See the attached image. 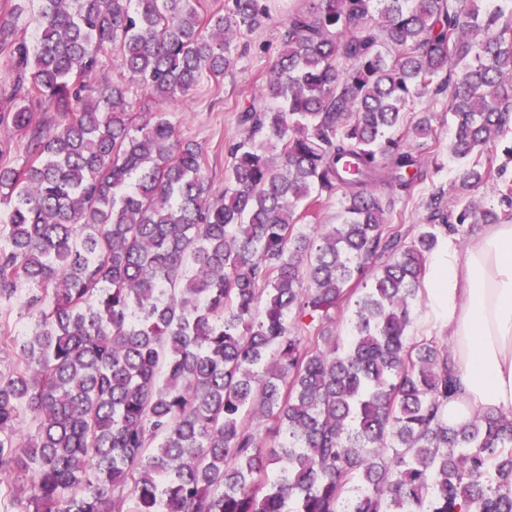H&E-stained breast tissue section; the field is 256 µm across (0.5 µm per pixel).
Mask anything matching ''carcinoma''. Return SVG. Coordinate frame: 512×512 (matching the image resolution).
I'll return each instance as SVG.
<instances>
[{"label": "carcinoma", "instance_id": "obj_1", "mask_svg": "<svg viewBox=\"0 0 512 512\" xmlns=\"http://www.w3.org/2000/svg\"><path fill=\"white\" fill-rule=\"evenodd\" d=\"M14 0L0 18V512H512V415L448 427V344L409 335L445 235L512 222V0H306L239 113L224 190L160 108L237 63L268 0ZM455 113L456 208L425 201ZM51 112V119L41 116ZM338 224H303L331 198ZM354 304L340 346L330 324ZM28 418L35 431L21 429ZM434 110H436L434 125L439 138L437 142L438 162L441 167L438 171L432 168L428 178L416 187L411 196L398 199L396 211L402 213L401 224L406 226L423 224L426 212L422 202L432 192L444 188L448 192V205H451L455 193L454 184L457 179L458 167L448 158V140L453 130L455 117L445 107L438 106ZM21 292L15 299L10 302L1 303L0 306V319H1V308L2 312L7 310L9 314V322L12 330H14L15 336H18V340L21 341L26 335L29 334L32 328V321L26 314L23 308Z\"/></svg>", "mask_w": 512, "mask_h": 512}]
</instances>
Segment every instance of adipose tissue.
Wrapping results in <instances>:
<instances>
[{"mask_svg":"<svg viewBox=\"0 0 512 512\" xmlns=\"http://www.w3.org/2000/svg\"><path fill=\"white\" fill-rule=\"evenodd\" d=\"M431 313L446 324L457 379L449 427L512 413V224L477 225L466 249L430 255L423 276Z\"/></svg>","mask_w":512,"mask_h":512,"instance_id":"ef3b65f1","label":"adipose tissue"}]
</instances>
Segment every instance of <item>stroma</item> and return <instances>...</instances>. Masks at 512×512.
Listing matches in <instances>:
<instances>
[{
  "instance_id": "obj_1",
  "label": "stroma",
  "mask_w": 512,
  "mask_h": 512,
  "mask_svg": "<svg viewBox=\"0 0 512 512\" xmlns=\"http://www.w3.org/2000/svg\"><path fill=\"white\" fill-rule=\"evenodd\" d=\"M304 0H274L271 18L254 32L240 36V43L249 49L240 55L234 69L220 79H203L188 98L168 104L171 120L184 138L196 141L203 148L205 166L215 189H223L224 173L230 165L229 145L239 138L238 108L259 88L269 73L280 46L281 22L288 10L300 7ZM455 117L447 108H437L434 125L437 129L439 170L431 171L413 194L400 198L396 204L405 225L423 223V201L438 189L453 191L458 167L448 156V140Z\"/></svg>"
}]
</instances>
